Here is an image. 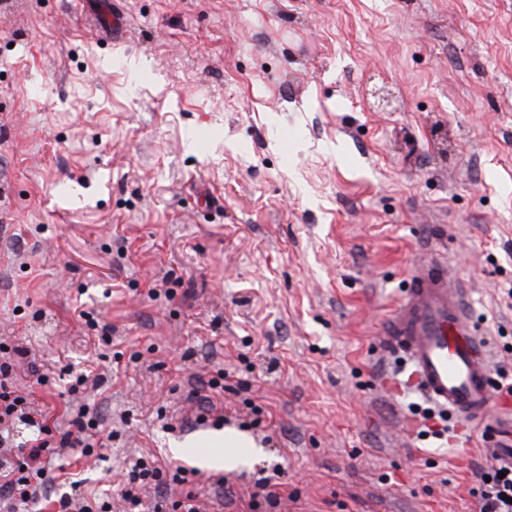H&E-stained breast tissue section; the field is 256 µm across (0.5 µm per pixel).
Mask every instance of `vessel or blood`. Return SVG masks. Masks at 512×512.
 <instances>
[{
	"label": "vessel or blood",
	"mask_w": 512,
	"mask_h": 512,
	"mask_svg": "<svg viewBox=\"0 0 512 512\" xmlns=\"http://www.w3.org/2000/svg\"><path fill=\"white\" fill-rule=\"evenodd\" d=\"M385 334L405 354L414 392L458 420H489L495 402L489 350L478 338L462 288L442 263L429 261L410 276Z\"/></svg>",
	"instance_id": "b4317fda"
}]
</instances>
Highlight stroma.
<instances>
[{
    "instance_id": "stroma-1",
    "label": "stroma",
    "mask_w": 512,
    "mask_h": 512,
    "mask_svg": "<svg viewBox=\"0 0 512 512\" xmlns=\"http://www.w3.org/2000/svg\"><path fill=\"white\" fill-rule=\"evenodd\" d=\"M433 254L512 378V0H0V340L58 446L33 512L75 480L127 512L141 458L194 477L140 512H472L485 427L387 388ZM224 428L244 464L186 452ZM87 416V411L83 407L78 412V418L74 421V425L77 428V436L72 440V433L67 432L63 435L60 440V447L73 448L74 450L80 449L81 454H90L92 449L98 444V440H95V436L98 433V423L92 419H89L87 423H84L81 418ZM95 430L96 432H92Z\"/></svg>"
}]
</instances>
